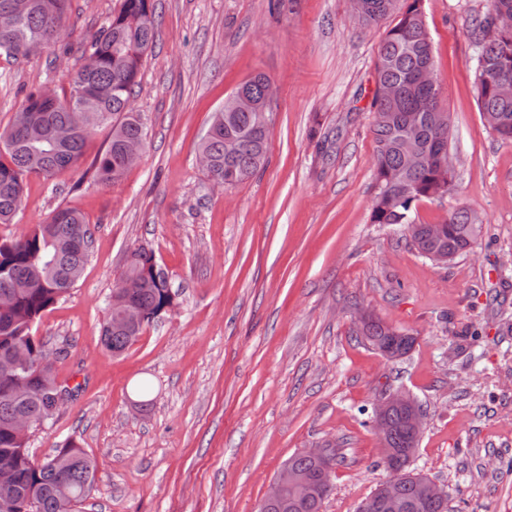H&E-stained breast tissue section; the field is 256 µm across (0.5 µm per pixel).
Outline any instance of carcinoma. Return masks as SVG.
<instances>
[{
  "label": "carcinoma",
  "mask_w": 512,
  "mask_h": 512,
  "mask_svg": "<svg viewBox=\"0 0 512 512\" xmlns=\"http://www.w3.org/2000/svg\"><path fill=\"white\" fill-rule=\"evenodd\" d=\"M69 0H0V13L16 12L18 23L0 29V55L27 57L26 46L39 42L54 47L67 38L65 16ZM363 22L377 23L397 14L388 31L376 65L378 80L396 89L391 101L373 98V133L376 142L375 187L371 221L374 224H409L415 203L448 192L452 174L441 169L438 154L448 148L450 123L433 120L439 89L418 82L422 71L434 66L431 39L424 32L422 0H365ZM490 7L476 27L481 51L475 72L478 106L487 125L501 138L512 140V98L495 91L500 81H512V32L487 34L490 16L502 8L512 11V0H489ZM157 23L151 0H122L118 12L83 45L88 62L70 76L62 94L36 90L25 96L9 126L0 131V224H12L24 196V179L35 173L53 177L77 165L84 155L86 139L99 127L110 128L106 146L89 163L85 173L95 182L109 185L125 172L124 147L144 141V128L130 111L132 90L145 58L155 42ZM271 81L257 74L238 86L258 103H265ZM84 105V111L72 108ZM75 127L63 145L52 142L56 129ZM266 129L255 113L238 112L224 100V121L209 126L201 138L200 152L210 158L205 170L210 179L224 186L238 185L261 170L267 159ZM427 156L414 166L409 147ZM481 230L478 215L459 208L448 215L443 231L433 236L427 225L411 245L427 259L442 255L452 260L469 252ZM92 245V232L84 215L75 209L58 208L41 224L12 239H0V498L7 496L22 505L38 504V512H75L58 497L65 486L75 503L89 494L97 465L74 442L68 441L55 454L37 461L25 440L12 427L16 418L34 426L53 419V394L59 386L50 352L34 335L33 325L41 314L74 287L82 274ZM122 279L138 275L136 288L118 283L112 289L110 315L102 329L106 350L122 353L141 334L116 326L120 312L130 303L150 313H165L174 294L168 276L157 266L153 254L143 248L132 252ZM359 334L375 349L391 352L397 359L407 354L415 338L405 341V331L371 315ZM21 352L29 359L27 370L4 367L8 358ZM393 440L400 449L412 440L406 412L394 409L387 415ZM336 449L321 460L297 453L288 464L321 478L336 466ZM404 505L402 512H448V500H427L418 484L407 479L396 488ZM324 499H297L289 494L278 504L257 507V512H321Z\"/></svg>",
  "instance_id": "carcinoma-1"
}]
</instances>
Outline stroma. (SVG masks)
<instances>
[{"label":"stroma","instance_id":"35a3bbf8","mask_svg":"<svg viewBox=\"0 0 512 512\" xmlns=\"http://www.w3.org/2000/svg\"><path fill=\"white\" fill-rule=\"evenodd\" d=\"M121 0H70L73 48L0 56V129L29 91L67 88L79 48ZM156 42L132 98L139 162L102 187L83 166L28 175L20 235L57 207L89 221L91 256L34 333L73 396L32 428L35 459L75 441L96 461L76 512H255L288 459L333 448L321 512H355L384 482L372 426L378 398L407 392L425 418L413 472L449 512H512V141L483 120L475 24L488 0H424L439 106L451 117L447 193L411 217L439 224L459 206L482 231L438 265L401 224L371 221V102L395 17L365 25L349 0H152ZM266 74L273 124L265 169L213 187L197 144L213 112ZM152 252L177 293L124 352L101 341L129 252ZM365 312L414 334L389 360L357 336Z\"/></svg>","mask_w":512,"mask_h":512}]
</instances>
